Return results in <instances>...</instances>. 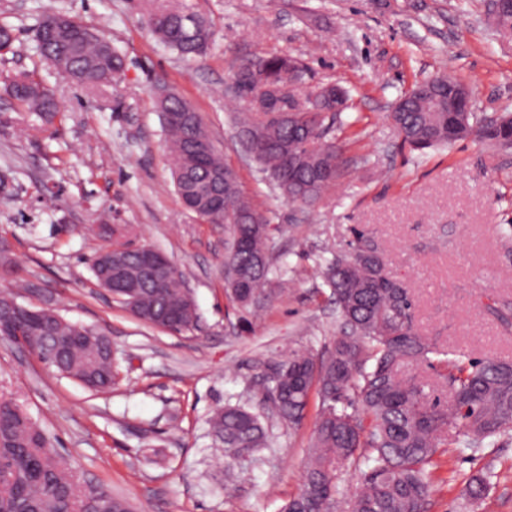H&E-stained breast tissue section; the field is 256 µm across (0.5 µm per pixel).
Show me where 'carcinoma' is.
<instances>
[{
	"label": "carcinoma",
	"instance_id": "cac0c4a2",
	"mask_svg": "<svg viewBox=\"0 0 512 512\" xmlns=\"http://www.w3.org/2000/svg\"><path fill=\"white\" fill-rule=\"evenodd\" d=\"M46 19L35 18L34 51L58 74L95 85L122 72L124 59L111 41L80 36L87 26L71 17V35L59 36ZM148 26L162 44L187 58L203 55L212 39L207 22L184 7L150 13ZM242 79L255 92L250 102L230 93L243 105L235 117L236 132L248 136L243 147L288 202L315 204L341 175L334 124L320 108L323 87L307 84L304 67L284 55L239 61L229 83ZM7 90L30 112L46 118L58 112L50 91L30 73L15 76ZM157 106L163 115H183L176 122L162 119L174 186L188 211L227 226L226 294L245 307L269 282L267 235L255 227L269 224L270 217L242 195L191 103L174 94ZM390 117L403 141L417 151L449 147L467 137L512 148V119L485 122L472 112L463 124L439 111L433 99L413 92L399 98ZM199 141L210 142L204 165L195 153ZM121 247L115 242L91 259L99 287L155 327L163 324L172 332L195 328L199 314L185 301L184 277L162 276L153 284L141 277L131 254L124 272L107 278L103 260ZM324 282L344 334L317 361L304 352L290 354L264 382L267 391L278 394L275 413L284 423H301L314 388L321 405L300 491L281 512H335L338 473L361 448L368 450L370 465L351 512H425L433 486L429 466L441 445L481 448L512 435V362L444 352L450 401L446 406L432 402L427 384L403 367L439 351L413 328L411 295L389 275L381 250L355 231L353 251L328 261ZM490 314L504 330L512 328L511 301H501ZM34 339L40 354L54 353L52 368L59 374L88 390L112 389L108 342L81 339L76 326L56 312L44 317ZM211 427L229 465L272 442L262 414L240 404H224L213 414ZM449 428L457 436L445 440L442 433ZM0 512H130V507L105 488L96 497L88 495L41 428L13 401L1 399Z\"/></svg>",
	"mask_w": 512,
	"mask_h": 512
}]
</instances>
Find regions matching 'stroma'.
I'll return each mask as SVG.
<instances>
[{"label": "stroma", "mask_w": 512, "mask_h": 512, "mask_svg": "<svg viewBox=\"0 0 512 512\" xmlns=\"http://www.w3.org/2000/svg\"><path fill=\"white\" fill-rule=\"evenodd\" d=\"M190 7L214 33L186 59L147 25L151 7ZM63 12L97 27L125 59L112 83L81 86L34 54L37 15ZM488 0H0L15 28L0 53V238L32 291L65 320L112 341L114 385L96 393L0 337V399L39 425L81 483L108 488L136 512H280L309 462L319 400L302 424L274 413L270 450L236 461L224 482L209 420L225 403L262 407L270 366L294 350L321 357L342 326L319 263L348 252L355 231L383 251L387 270L415 300L416 329L438 348L512 361V336L487 311L512 300V150L471 138L419 153L387 117L417 82L444 72L471 91L473 110L512 114V36L486 22ZM296 58L315 82L350 94L353 125L338 131L345 170L312 206L287 202L246 158L224 89L253 55ZM33 72L59 105L50 121L4 89ZM166 82L199 112L240 189L272 217L273 280L248 307L224 290L227 234L182 206L170 176L155 87ZM123 243L151 246L182 272L200 316L176 334L135 318L99 288L90 259ZM427 512H512V439L480 451L440 448ZM485 474L490 490L466 493Z\"/></svg>", "instance_id": "obj_1"}]
</instances>
